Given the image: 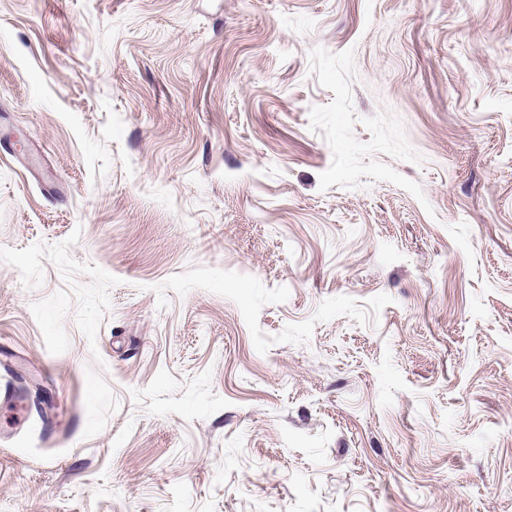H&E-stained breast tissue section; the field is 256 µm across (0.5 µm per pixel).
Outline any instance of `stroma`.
<instances>
[{"mask_svg": "<svg viewBox=\"0 0 512 512\" xmlns=\"http://www.w3.org/2000/svg\"><path fill=\"white\" fill-rule=\"evenodd\" d=\"M0 512H512V0H0Z\"/></svg>", "mask_w": 512, "mask_h": 512, "instance_id": "35a3bbf8", "label": "stroma"}]
</instances>
